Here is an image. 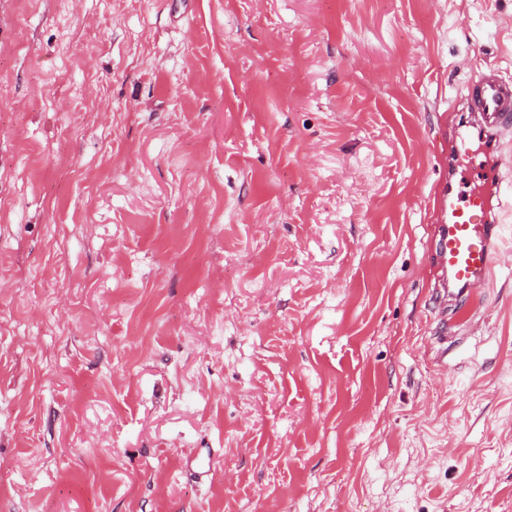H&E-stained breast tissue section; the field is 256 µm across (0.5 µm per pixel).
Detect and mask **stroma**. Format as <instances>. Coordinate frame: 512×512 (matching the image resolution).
Returning <instances> with one entry per match:
<instances>
[{
  "label": "stroma",
  "instance_id": "obj_1",
  "mask_svg": "<svg viewBox=\"0 0 512 512\" xmlns=\"http://www.w3.org/2000/svg\"><path fill=\"white\" fill-rule=\"evenodd\" d=\"M489 66L512 0H0V512H512V211L432 278ZM456 178L455 155L448 159V177L433 197L436 225L435 268L438 299L457 300L478 288L495 264L497 241L504 224L489 200L464 180Z\"/></svg>",
  "mask_w": 512,
  "mask_h": 512
}]
</instances>
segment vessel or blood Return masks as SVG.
<instances>
[{"label": "vessel or blood", "mask_w": 512, "mask_h": 512, "mask_svg": "<svg viewBox=\"0 0 512 512\" xmlns=\"http://www.w3.org/2000/svg\"><path fill=\"white\" fill-rule=\"evenodd\" d=\"M463 111L478 115L479 132L496 142L512 131V81L495 68L469 81L460 98ZM512 202L488 199L455 175L441 183L433 197L436 224L435 268L439 301L471 295L486 279L499 254L503 231L499 213Z\"/></svg>", "instance_id": "obj_1"}]
</instances>
